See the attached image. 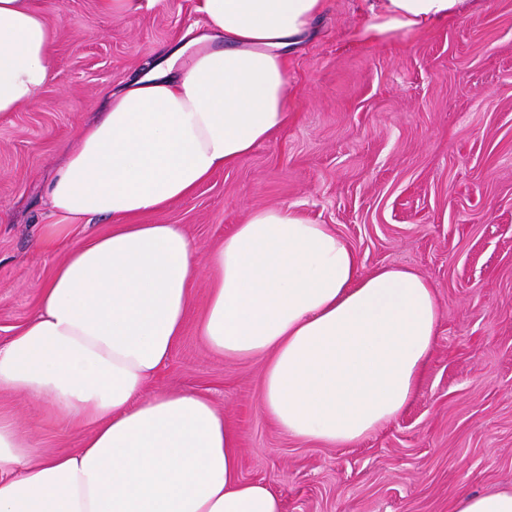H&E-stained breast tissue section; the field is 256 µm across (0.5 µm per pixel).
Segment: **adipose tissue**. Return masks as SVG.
<instances>
[{
  "instance_id": "obj_1",
  "label": "adipose tissue",
  "mask_w": 512,
  "mask_h": 512,
  "mask_svg": "<svg viewBox=\"0 0 512 512\" xmlns=\"http://www.w3.org/2000/svg\"><path fill=\"white\" fill-rule=\"evenodd\" d=\"M467 0H370L364 43L460 17ZM326 0H201L220 48L185 43L79 129L50 183L53 210L109 219L70 240L27 321L0 346V393L85 430L78 450L38 454L0 414V512H282L239 469L238 435L206 396H145L213 279L199 334L224 358L262 365L261 409L291 437L360 442L409 404L441 312L421 274H362L330 225L267 207L201 251L178 224H138L192 195L288 123V55ZM52 32L33 0H0V118L50 78Z\"/></svg>"
}]
</instances>
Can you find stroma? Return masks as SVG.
I'll list each match as a JSON object with an SVG mask.
<instances>
[{
    "mask_svg": "<svg viewBox=\"0 0 512 512\" xmlns=\"http://www.w3.org/2000/svg\"><path fill=\"white\" fill-rule=\"evenodd\" d=\"M53 32L51 77L34 104L0 119V344L35 310L68 248L42 251L47 224L73 237L46 187L64 148L109 96L204 18L199 0H35ZM365 0H327L288 63L287 125L191 197L142 216L180 224L208 251L253 210L283 207L333 227L362 273L413 268L441 319L431 363L400 416L347 448L281 432L261 411L259 363L213 354L199 336L210 274L169 362L145 389L196 390L238 433L239 467L284 512H452L464 493L512 488V0H474L428 31L361 43ZM38 449L75 451L82 432L40 403L0 394Z\"/></svg>",
    "mask_w": 512,
    "mask_h": 512,
    "instance_id": "1",
    "label": "stroma"
}]
</instances>
